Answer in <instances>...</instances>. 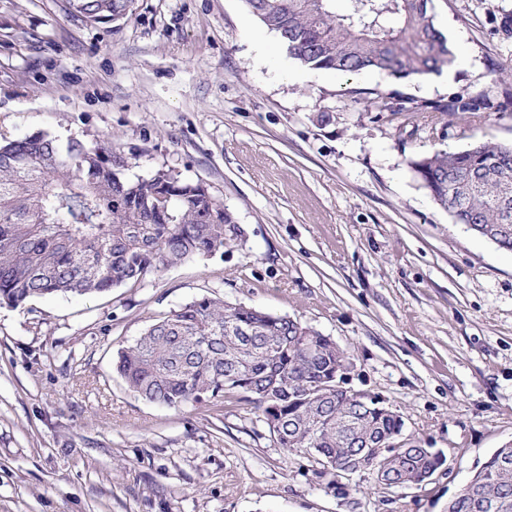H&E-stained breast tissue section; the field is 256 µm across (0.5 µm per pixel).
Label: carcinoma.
<instances>
[{
  "label": "carcinoma",
  "instance_id": "carcinoma-1",
  "mask_svg": "<svg viewBox=\"0 0 512 512\" xmlns=\"http://www.w3.org/2000/svg\"><path fill=\"white\" fill-rule=\"evenodd\" d=\"M276 33L290 57L312 70L372 72L405 80L439 75L455 59L437 28L429 0H243ZM89 24L127 17L135 0H67ZM379 112H490L493 90L467 98L393 101L376 89ZM433 201L471 231L512 251V144L477 140L458 152L437 151L409 162ZM125 161L109 142L60 145L48 134L0 143V303L18 307L37 297L103 294L197 256H210L238 236L224 203L200 181L170 169L148 178L121 176ZM353 365L330 337L288 316L203 296L170 310L133 344L117 351L116 371L150 403L180 408L238 393L262 411L280 447L307 452L338 478L356 467L386 486L442 467L415 441L367 457L347 433L370 439L404 430L401 415L374 397L336 391V374ZM277 412H271V406ZM509 464L492 453L452 500L450 512H479V496L506 495Z\"/></svg>",
  "mask_w": 512,
  "mask_h": 512
}]
</instances>
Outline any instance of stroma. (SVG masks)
Masks as SVG:
<instances>
[{"label": "stroma", "mask_w": 512, "mask_h": 512, "mask_svg": "<svg viewBox=\"0 0 512 512\" xmlns=\"http://www.w3.org/2000/svg\"><path fill=\"white\" fill-rule=\"evenodd\" d=\"M65 0H0V137L112 143L126 178L203 182L241 229L101 295L0 305V512H443L512 441V252L454 223L412 158L512 144L490 114L426 128L368 93L437 101L512 69V0H434L463 64L425 79L311 70L242 0H136L92 25ZM202 296L283 315L354 357L355 389L447 469L412 488L335 479L230 396L180 409L131 392L118 348Z\"/></svg>", "instance_id": "1"}]
</instances>
